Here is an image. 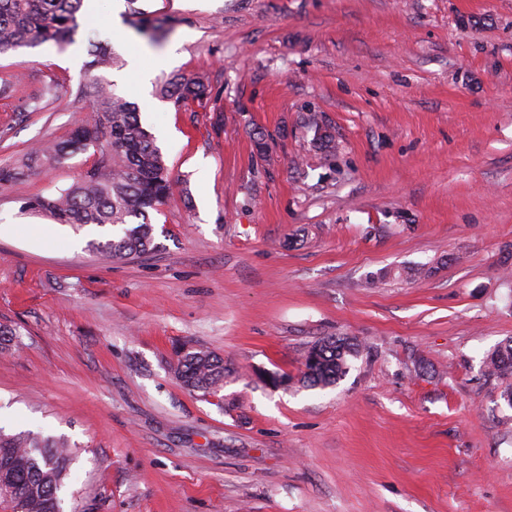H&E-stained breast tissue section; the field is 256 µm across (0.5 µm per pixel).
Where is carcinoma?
Segmentation results:
<instances>
[{
  "label": "carcinoma",
  "instance_id": "cac0c4a2",
  "mask_svg": "<svg viewBox=\"0 0 512 512\" xmlns=\"http://www.w3.org/2000/svg\"><path fill=\"white\" fill-rule=\"evenodd\" d=\"M84 0H0V51L19 50L53 41L63 44L78 29ZM85 79L78 94L95 112L94 123L77 126L71 136L27 154L15 167L0 168V188L6 189L41 164L61 165L78 150H99L96 164L75 185L52 196L37 195L24 209L59 224L119 228L105 241L93 239L89 250L123 261L154 248L155 228L149 210L171 189L170 170L152 135L143 127L136 107L114 92L100 71L117 65L108 46L89 51ZM163 94L179 107L206 96V87L191 81L174 82ZM357 344L344 337H325L303 356L302 384L330 386L349 369ZM488 375L506 380L501 399L512 408V340L487 356ZM224 358L212 351L188 348L176 352L175 373L191 392L215 394L224 388ZM71 456L63 439H46L31 432L8 434L0 429V499L13 512H62L60 492L69 477Z\"/></svg>",
  "mask_w": 512,
  "mask_h": 512
}]
</instances>
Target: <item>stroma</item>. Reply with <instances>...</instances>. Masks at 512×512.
Instances as JSON below:
<instances>
[{"mask_svg":"<svg viewBox=\"0 0 512 512\" xmlns=\"http://www.w3.org/2000/svg\"><path fill=\"white\" fill-rule=\"evenodd\" d=\"M137 5L160 43L113 30L112 0L81 26L170 169L155 247L107 263L87 243L111 226L23 210L93 150L0 193V429L68 439L63 512H512V409L484 373L512 339V0ZM132 55L171 63L145 90ZM87 59L82 34L0 53V167L93 119ZM183 79L207 96L163 97ZM397 266L426 275L380 279ZM324 336L361 352L304 388ZM185 344L223 356L218 395L177 379Z\"/></svg>","mask_w":512,"mask_h":512,"instance_id":"1","label":"stroma"}]
</instances>
